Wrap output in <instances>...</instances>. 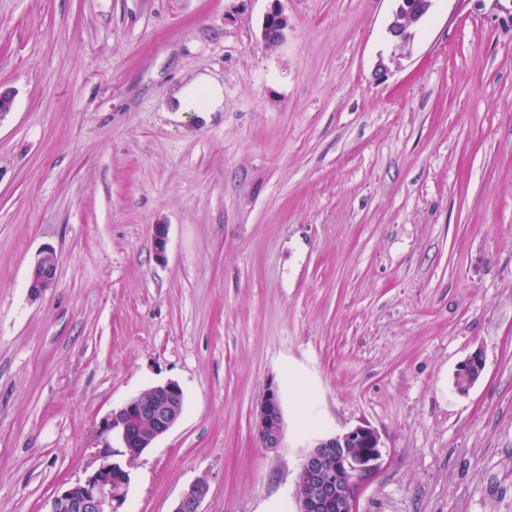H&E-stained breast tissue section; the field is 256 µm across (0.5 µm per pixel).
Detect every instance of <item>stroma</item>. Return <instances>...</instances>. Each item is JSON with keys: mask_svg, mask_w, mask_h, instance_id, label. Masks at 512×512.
Returning a JSON list of instances; mask_svg holds the SVG:
<instances>
[{"mask_svg": "<svg viewBox=\"0 0 512 512\" xmlns=\"http://www.w3.org/2000/svg\"><path fill=\"white\" fill-rule=\"evenodd\" d=\"M393 8L0 0V512H47L108 448L124 512L199 480L204 512H294L307 438L357 425L382 442L357 512H512V0H434L380 78ZM201 74L223 111H170ZM170 380L180 419L122 455L103 420ZM288 31V18L280 9L268 12L262 24V39L267 47H276L284 41ZM59 257L52 248H45L30 267L27 277L28 294L38 300L55 284ZM485 362L481 352L475 351L458 365L454 375L457 392L465 394L472 388L484 370ZM255 428L265 448L281 447L286 429L277 385L270 384L257 405Z\"/></svg>", "mask_w": 512, "mask_h": 512, "instance_id": "stroma-1", "label": "stroma"}]
</instances>
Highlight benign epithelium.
Listing matches in <instances>:
<instances>
[{
    "label": "benign epithelium",
    "mask_w": 512,
    "mask_h": 512,
    "mask_svg": "<svg viewBox=\"0 0 512 512\" xmlns=\"http://www.w3.org/2000/svg\"><path fill=\"white\" fill-rule=\"evenodd\" d=\"M395 8L386 32L392 47L390 54L379 58L376 75H386L390 67L399 66L408 54L415 32L433 6V0H393ZM288 18L277 8L268 12L262 24L266 46L276 47L284 41ZM59 257L44 249L30 267L28 294L38 300L55 284ZM481 352H474L460 362L454 375L457 392L472 388L484 370ZM184 392L176 382L150 386L112 411L104 431L115 435L122 447H132L131 422L148 420L151 436L142 444L150 447L179 420ZM255 428L264 447H281L286 434L281 397L276 385H270L255 411ZM382 457L378 433L365 425L343 432L313 436L302 453L299 472V493L294 512H356L362 487L376 474ZM130 480L128 472L116 462H104L85 480L70 484L50 500L48 512H123ZM204 482L190 485L175 503L172 512H201L208 493Z\"/></svg>",
    "instance_id": "obj_1"
}]
</instances>
